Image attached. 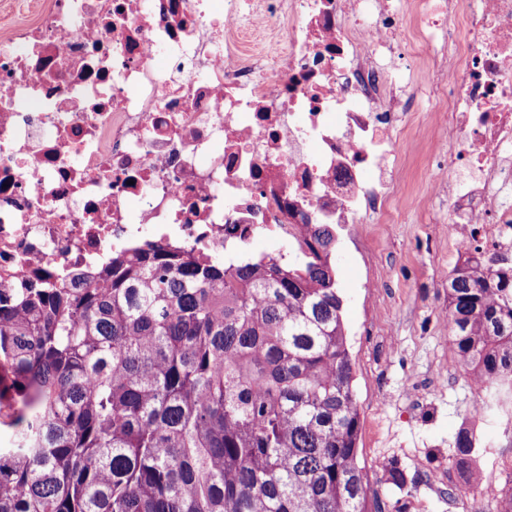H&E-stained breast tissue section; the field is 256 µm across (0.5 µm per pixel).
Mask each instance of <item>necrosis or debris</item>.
I'll return each mask as SVG.
<instances>
[{"mask_svg": "<svg viewBox=\"0 0 512 512\" xmlns=\"http://www.w3.org/2000/svg\"><path fill=\"white\" fill-rule=\"evenodd\" d=\"M422 93L448 114L425 199L460 253L512 249V0H46L0 36V290L380 218Z\"/></svg>", "mask_w": 512, "mask_h": 512, "instance_id": "obj_1", "label": "necrosis or debris"}]
</instances>
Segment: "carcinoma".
I'll list each match as a JSON object with an SVG mask.
<instances>
[{
	"label": "carcinoma",
	"mask_w": 512,
	"mask_h": 512,
	"mask_svg": "<svg viewBox=\"0 0 512 512\" xmlns=\"http://www.w3.org/2000/svg\"><path fill=\"white\" fill-rule=\"evenodd\" d=\"M325 224L288 262L147 241L107 283L0 294V512H369ZM455 362L512 381V255L448 274ZM472 467L473 433L456 435Z\"/></svg>",
	"instance_id": "obj_1"
}]
</instances>
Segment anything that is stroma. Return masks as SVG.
<instances>
[{"instance_id":"1","label":"stroma","mask_w":512,"mask_h":512,"mask_svg":"<svg viewBox=\"0 0 512 512\" xmlns=\"http://www.w3.org/2000/svg\"><path fill=\"white\" fill-rule=\"evenodd\" d=\"M443 148L432 131L415 138L388 222L359 225L354 235L333 228L360 410L358 462L385 512L401 501L410 512H448L450 493L466 489L450 462L462 428L479 442L476 463L490 482L487 512H498L512 493V438L495 417L471 420L474 389L468 372L453 363L445 328L448 273L459 258L442 227L449 202L425 203L418 194ZM394 459L407 473L402 491L386 483Z\"/></svg>"}]
</instances>
